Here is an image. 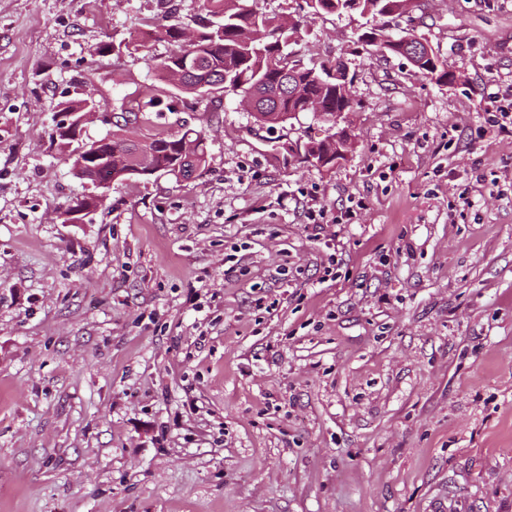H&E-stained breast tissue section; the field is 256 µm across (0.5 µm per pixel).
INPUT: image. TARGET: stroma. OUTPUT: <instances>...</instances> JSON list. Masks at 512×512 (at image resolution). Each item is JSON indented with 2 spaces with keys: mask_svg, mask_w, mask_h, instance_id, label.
<instances>
[{
  "mask_svg": "<svg viewBox=\"0 0 512 512\" xmlns=\"http://www.w3.org/2000/svg\"><path fill=\"white\" fill-rule=\"evenodd\" d=\"M170 12L203 0H0V512H512V0L398 18L449 86L308 19L291 59L353 76L346 158L303 160L313 113L187 96L151 118L203 131L202 173L67 223L92 187L54 108L93 89L88 141L167 103L169 45L130 46ZM430 52L422 45V51L417 58V66L415 68L427 79L438 85L452 84L456 78L454 66L449 65L446 60H441L429 47ZM149 102H141L138 98H131L123 104L121 116L124 126L129 124H146L151 120L149 112H157L149 108Z\"/></svg>",
  "mask_w": 512,
  "mask_h": 512,
  "instance_id": "1",
  "label": "stroma"
}]
</instances>
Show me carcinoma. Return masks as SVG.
<instances>
[{"label": "carcinoma", "mask_w": 512, "mask_h": 512, "mask_svg": "<svg viewBox=\"0 0 512 512\" xmlns=\"http://www.w3.org/2000/svg\"><path fill=\"white\" fill-rule=\"evenodd\" d=\"M307 14L340 15L352 11L349 0H313ZM206 16L195 22V39L189 43L182 33L189 25L180 19H168L150 26L148 36L173 47L172 52L155 64L164 78L182 73L178 90L195 98H216L235 94L255 102V119L270 126L284 124L305 111L308 100L318 101L325 112H340L349 106L348 85L352 80L336 81V73H345L338 60L287 61L280 44L297 35L301 21L285 28L280 18L257 8V0H205ZM417 7L413 0H361L358 12L379 19V24L358 35L356 43L370 54L403 55V43L388 31L387 18L395 10ZM417 69L438 85L456 78V69L434 52L422 49ZM96 106L93 93L84 92L75 99L56 105L58 112H87ZM149 103L138 98L126 101L121 119L124 125L150 121ZM71 148L72 167L88 176L123 184L131 174L139 154H151L175 175L190 179L205 168L208 156L204 134L198 130H162L155 134L127 138L114 134L85 141L82 134H57Z\"/></svg>", "instance_id": "obj_1"}]
</instances>
